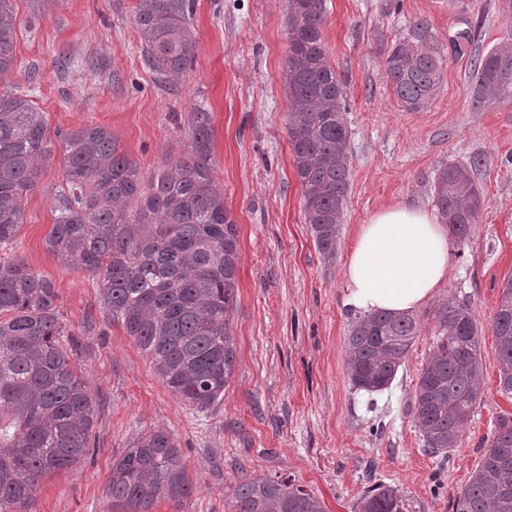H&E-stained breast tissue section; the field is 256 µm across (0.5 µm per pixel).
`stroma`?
Masks as SVG:
<instances>
[{
  "mask_svg": "<svg viewBox=\"0 0 512 512\" xmlns=\"http://www.w3.org/2000/svg\"><path fill=\"white\" fill-rule=\"evenodd\" d=\"M15 67L0 87L20 85L50 128L110 129L142 175L184 156L188 120L212 114L214 178L239 228L235 370L224 397L200 410L176 397L150 359L112 321L86 273L48 252L52 162L28 195L13 250L59 293L60 320L91 394V453L40 480L33 512H112L105 489L112 460L137 434L162 430L180 447L193 484L185 507L168 499L151 512H230L239 478H292L324 512H358L361 498L392 487L402 512H452L512 396L498 391L491 319L499 286L512 277V100L474 103V61L512 42V0H325L324 46L345 91L350 190L335 257L320 253L304 220L302 187L288 140V0H195V70L160 80L143 60L136 0H14ZM426 20L446 55L444 78L426 110L403 108L384 62L414 22ZM471 35L455 54L458 32ZM474 172L485 204L461 255H450L436 300L465 303L482 325L481 395L459 448L427 453L413 421V395L433 342L423 329L390 388L356 390L346 369L354 319L344 305V269L361 224L377 211H434V182L449 164Z\"/></svg>",
  "mask_w": 512,
  "mask_h": 512,
  "instance_id": "35a3bbf8",
  "label": "stroma"
}]
</instances>
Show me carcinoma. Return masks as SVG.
Returning a JSON list of instances; mask_svg holds the SVG:
<instances>
[{
	"instance_id": "cac0c4a2",
	"label": "carcinoma",
	"mask_w": 512,
	"mask_h": 512,
	"mask_svg": "<svg viewBox=\"0 0 512 512\" xmlns=\"http://www.w3.org/2000/svg\"><path fill=\"white\" fill-rule=\"evenodd\" d=\"M194 0H138L134 25L144 61L159 78L181 81L197 63ZM324 0H289L288 137L303 189V212L318 250L336 254L349 190V138L342 84L324 47ZM13 0H0V76L15 62ZM445 56L420 21L387 55V77L408 111L427 109L443 78ZM474 101L512 97V46L478 58ZM212 115L192 112L186 156L149 180L102 125L51 132L28 93L0 90V248L14 243L24 202L61 154L47 250L66 268L97 282L107 315L151 359L162 383L204 410L224 396L234 372L232 320L237 305L238 226L224 208L211 156ZM434 202L460 244L484 205L469 167L440 169ZM491 321L499 392L512 396V278ZM58 294L22 259L0 262V512H31L44 476L68 469L89 450L94 408L63 343ZM436 342L414 391V419L425 450L441 459L459 447L481 396L480 324L462 303L431 313ZM420 320L384 312L355 318L347 372L368 393L392 384L421 335ZM193 493L178 444L163 431L138 436L112 463L107 495L118 512H151L166 497L184 506ZM232 512H324L314 492L291 479L241 478ZM453 512H512V417L496 422L490 445ZM359 512H402L396 490L381 486Z\"/></svg>"
}]
</instances>
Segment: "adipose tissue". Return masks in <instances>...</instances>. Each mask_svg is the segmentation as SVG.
I'll return each mask as SVG.
<instances>
[{
    "instance_id": "adipose-tissue-1",
    "label": "adipose tissue",
    "mask_w": 512,
    "mask_h": 512,
    "mask_svg": "<svg viewBox=\"0 0 512 512\" xmlns=\"http://www.w3.org/2000/svg\"><path fill=\"white\" fill-rule=\"evenodd\" d=\"M448 267L444 225L421 208L380 210L360 226L345 264V304L359 315L415 312L436 296Z\"/></svg>"
}]
</instances>
